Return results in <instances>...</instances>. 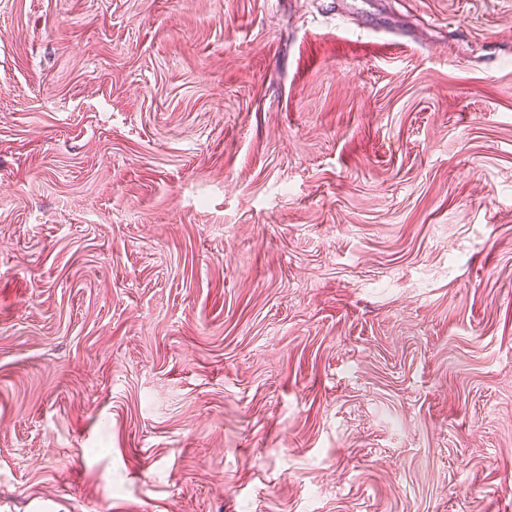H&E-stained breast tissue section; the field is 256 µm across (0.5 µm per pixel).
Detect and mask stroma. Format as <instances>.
<instances>
[{
	"label": "stroma",
	"instance_id": "35a3bbf8",
	"mask_svg": "<svg viewBox=\"0 0 512 512\" xmlns=\"http://www.w3.org/2000/svg\"><path fill=\"white\" fill-rule=\"evenodd\" d=\"M0 512H512V0H0Z\"/></svg>",
	"mask_w": 512,
	"mask_h": 512
}]
</instances>
